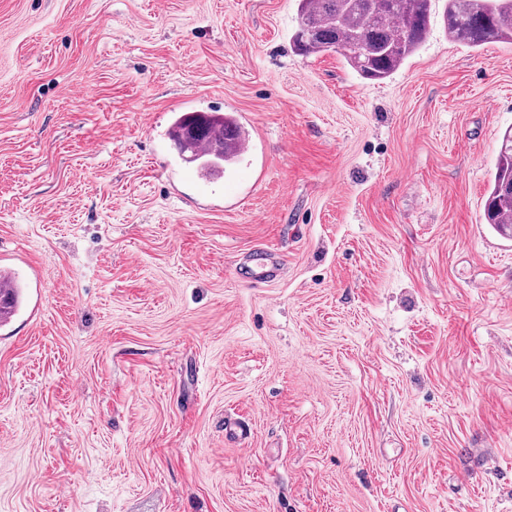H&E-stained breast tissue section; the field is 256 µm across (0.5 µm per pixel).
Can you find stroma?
I'll return each instance as SVG.
<instances>
[{
  "label": "stroma",
  "instance_id": "1",
  "mask_svg": "<svg viewBox=\"0 0 512 512\" xmlns=\"http://www.w3.org/2000/svg\"><path fill=\"white\" fill-rule=\"evenodd\" d=\"M443 10L370 81L297 0H0V512H512V43ZM172 138L178 145L185 161L193 160L189 158L190 153L201 143L210 140L214 136H222V147L219 151L199 158L202 168L212 171L224 166L238 157L237 149L238 139L244 135L241 126L230 116L218 112H181L173 121ZM191 128H196L201 132L197 139H189L187 132ZM185 153L189 155L185 156ZM486 224L512 237V130L502 137L491 190L484 206Z\"/></svg>",
  "mask_w": 512,
  "mask_h": 512
}]
</instances>
